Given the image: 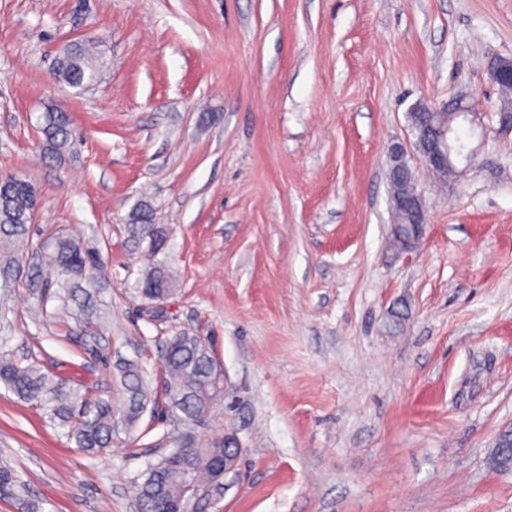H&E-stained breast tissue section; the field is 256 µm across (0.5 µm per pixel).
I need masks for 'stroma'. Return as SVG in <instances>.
<instances>
[{"label": "stroma", "instance_id": "1", "mask_svg": "<svg viewBox=\"0 0 512 512\" xmlns=\"http://www.w3.org/2000/svg\"><path fill=\"white\" fill-rule=\"evenodd\" d=\"M93 44L80 90L54 61ZM512 57V0H0V176L40 197L31 241L73 234L101 272L0 286V336L23 364L107 397L136 361L152 400L92 455L45 407L0 384V512H136L150 462L234 435L242 454L212 512H512V132L490 62ZM463 95L485 139L444 184L407 114ZM68 112L50 153L42 115ZM402 144L427 213L388 247V149ZM169 231L176 289L134 290L141 200ZM407 309L401 325L391 313ZM189 332L224 367V400L188 425L168 407L162 350ZM507 434L508 432L502 434L497 440L495 448L492 449L490 463L495 469L509 470L512 468V438Z\"/></svg>", "mask_w": 512, "mask_h": 512}]
</instances>
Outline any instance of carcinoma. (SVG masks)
Wrapping results in <instances>:
<instances>
[{"instance_id": "cac0c4a2", "label": "carcinoma", "mask_w": 512, "mask_h": 512, "mask_svg": "<svg viewBox=\"0 0 512 512\" xmlns=\"http://www.w3.org/2000/svg\"><path fill=\"white\" fill-rule=\"evenodd\" d=\"M100 72L97 60L89 50L76 45L56 61L59 81L79 87L94 82ZM42 133L48 149L63 152L72 137L70 115L61 110L44 114ZM38 205L35 188L16 179L0 180V279L14 280L26 275L31 290L39 287V272L25 271L23 260L14 252L17 243L29 238L32 210ZM411 225L392 227L390 245L398 249L410 240ZM129 240L135 245L147 244L151 266L137 284V292L150 302L163 301L172 291V278L166 264L156 259L164 250L168 230L153 222L149 205L140 204L131 214L128 224ZM47 246L38 251L39 265L53 276L61 288L86 278L90 269L98 266L95 251L83 246L70 235L48 234L43 237ZM169 354L163 356L168 375L166 389L174 414L186 422L207 418L224 400V370L210 345L200 336L181 332L166 340ZM118 388L123 397L119 407L112 400L99 398L89 402L69 380L44 372L35 364L23 365L9 358H0V383L20 399L50 408L52 415L69 428V439L89 454H99L112 446L116 432L113 417L119 415L126 426H136L151 393L138 364L125 361L118 367ZM236 446L225 440L207 448L186 449L181 461L162 454L149 464L144 480L138 485V497L151 512H193L187 478H192L204 508L222 489L218 472L224 463L238 461ZM495 469L512 468V437L502 435L490 455Z\"/></svg>"}]
</instances>
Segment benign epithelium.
<instances>
[{
	"instance_id": "benign-epithelium-1",
	"label": "benign epithelium",
	"mask_w": 512,
	"mask_h": 512,
	"mask_svg": "<svg viewBox=\"0 0 512 512\" xmlns=\"http://www.w3.org/2000/svg\"><path fill=\"white\" fill-rule=\"evenodd\" d=\"M489 70L493 83L499 88L512 87V59L498 58L491 63ZM452 104L453 108L450 109L446 105L437 108L419 103L412 108V111L427 113V125L422 129L413 122L409 123L414 137V146L421 162L445 181L450 176L455 178L459 176L458 158L448 148V111L459 113L466 120L473 115L472 107L464 97L454 99ZM406 172H411V168L406 161L404 149L400 146L392 147L389 169L390 187H395ZM390 199L394 216H408L414 224L413 238L403 248V251L409 252L425 234L426 212L422 198L413 189L404 196L392 191Z\"/></svg>"
}]
</instances>
